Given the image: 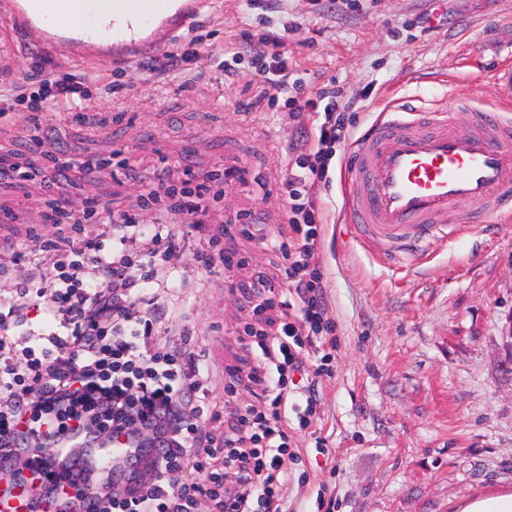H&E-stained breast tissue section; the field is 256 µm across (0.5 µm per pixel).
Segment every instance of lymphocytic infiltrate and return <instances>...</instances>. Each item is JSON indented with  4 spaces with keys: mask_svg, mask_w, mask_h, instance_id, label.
I'll return each instance as SVG.
<instances>
[{
    "mask_svg": "<svg viewBox=\"0 0 512 512\" xmlns=\"http://www.w3.org/2000/svg\"><path fill=\"white\" fill-rule=\"evenodd\" d=\"M287 31L244 33L240 47L221 50L191 37L163 58L142 63L148 74H171L190 86L200 55L234 74L249 58L258 91L245 111L288 110L300 126L291 142L281 192L287 230L268 235L257 225H220L207 234L204 218L213 187L245 183L239 167L200 179L185 167L181 185L158 181L140 208L171 215L156 223L152 247H139L136 213L113 215L108 232L86 236L94 208L73 211L56 196L45 201L47 223L64 236L43 241L54 269L46 288L16 284L0 298V449L18 482L42 474L40 498L52 506L81 502V512H196L199 498L217 512H291L284 487L302 460L295 435L310 428L321 408L319 386L333 375L337 325L329 315L319 190L328 181L336 147L348 132L345 95L336 86L303 92L286 50ZM70 106L98 109L89 82L69 73L46 75L37 94L13 81L0 88V118L16 107L39 112ZM198 232L193 258L224 267V288L248 311L236 341L245 356L224 367V411L215 413L202 389L209 375L192 351L170 346L158 330L180 319L164 295L184 285L170 257ZM280 255V275L253 269L227 241L232 232ZM252 401H236L239 388ZM223 421L215 430L214 421ZM108 432L125 446L105 472L79 467L73 436ZM192 475H185V465ZM234 474L236 489L225 483Z\"/></svg>",
    "mask_w": 512,
    "mask_h": 512,
    "instance_id": "lymphocytic-infiltrate-1",
    "label": "lymphocytic infiltrate"
}]
</instances>
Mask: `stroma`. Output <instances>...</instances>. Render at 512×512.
I'll use <instances>...</instances> for the list:
<instances>
[{
    "instance_id": "stroma-1",
    "label": "stroma",
    "mask_w": 512,
    "mask_h": 512,
    "mask_svg": "<svg viewBox=\"0 0 512 512\" xmlns=\"http://www.w3.org/2000/svg\"><path fill=\"white\" fill-rule=\"evenodd\" d=\"M269 30L289 27L287 49L306 91L340 87L350 103V139L330 166L324 205L323 270L337 324L334 374L321 385L312 428L297 434L305 482L285 494L294 512H316L317 491L335 497L337 512H457L473 496L512 491V373L501 361L512 350V223H488L474 234L434 244L418 264H389L377 247L355 239L347 221L345 164L391 93L410 104L455 111L466 98L480 108L499 102L491 74L512 49V0H207L193 24L204 43L232 46L257 18ZM0 78L38 90L47 73H80L98 85L131 83L112 122L84 123L73 112L40 119L46 150L84 161L129 159L136 174L73 169L55 194L68 208L88 202L109 209L136 204L149 178L164 171L197 176L219 167L246 169L250 183L225 189L210 211L211 226L239 215L275 232L286 222L279 180L288 163L293 121L288 112L247 113L255 72L241 64L221 76L209 57L198 78L181 88L166 76L145 78L139 64L176 50V42L139 44L126 63L29 50L23 30L0 16ZM27 109L0 119V154L30 155L23 137ZM42 177L0 185V208L14 217L0 235L14 239L20 260L0 258V295L15 283L43 282L52 265L42 241L58 226L44 220ZM180 294L190 314L189 344L211 366L207 388L224 409V365L242 357L233 331L240 303L224 292V269L193 268L190 253ZM327 440L318 450L317 437Z\"/></svg>"
}]
</instances>
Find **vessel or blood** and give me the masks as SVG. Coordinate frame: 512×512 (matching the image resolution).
I'll return each instance as SVG.
<instances>
[{"mask_svg": "<svg viewBox=\"0 0 512 512\" xmlns=\"http://www.w3.org/2000/svg\"><path fill=\"white\" fill-rule=\"evenodd\" d=\"M65 0H0L6 13L24 29L29 46L89 59L117 53L122 43L140 40L129 25L100 32L89 25L83 9L70 16L74 33L55 19ZM196 15V0H181L175 12L158 10L149 35L157 41ZM349 219L358 236L378 245L386 259L412 257L417 243L454 238L462 226L477 229L493 221L512 222V100L492 111L476 110L472 125L451 121L445 110L393 105L381 112L354 147L347 182ZM479 204L466 223L457 208ZM31 488L13 485L0 473V512H32Z\"/></svg>", "mask_w": 512, "mask_h": 512, "instance_id": "b4317fda", "label": "vessel or blood"}]
</instances>
